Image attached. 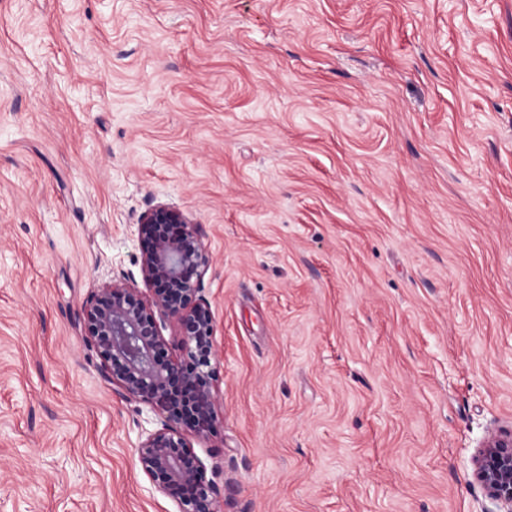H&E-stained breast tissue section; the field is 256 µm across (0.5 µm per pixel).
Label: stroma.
Returning a JSON list of instances; mask_svg holds the SVG:
<instances>
[{
	"label": "stroma",
	"mask_w": 512,
	"mask_h": 512,
	"mask_svg": "<svg viewBox=\"0 0 512 512\" xmlns=\"http://www.w3.org/2000/svg\"><path fill=\"white\" fill-rule=\"evenodd\" d=\"M199 224L224 512H498L512 0H0V512H177L81 310ZM473 477L500 512L512 511V433L487 438L474 457Z\"/></svg>",
	"instance_id": "35a3bbf8"
}]
</instances>
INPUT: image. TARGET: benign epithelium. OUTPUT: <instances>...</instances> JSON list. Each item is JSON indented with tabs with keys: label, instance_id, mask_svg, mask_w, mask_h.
Wrapping results in <instances>:
<instances>
[{
	"label": "benign epithelium",
	"instance_id": "obj_1",
	"mask_svg": "<svg viewBox=\"0 0 512 512\" xmlns=\"http://www.w3.org/2000/svg\"><path fill=\"white\" fill-rule=\"evenodd\" d=\"M137 232L149 292L102 283L82 308L85 341L103 377L160 417L136 448L140 470L178 512H223L224 486L191 442L217 427L215 325L201 287L210 257L199 225L165 205L144 212ZM166 319L176 323V343L162 334ZM473 477L501 512H512V433L487 438Z\"/></svg>",
	"mask_w": 512,
	"mask_h": 512
}]
</instances>
